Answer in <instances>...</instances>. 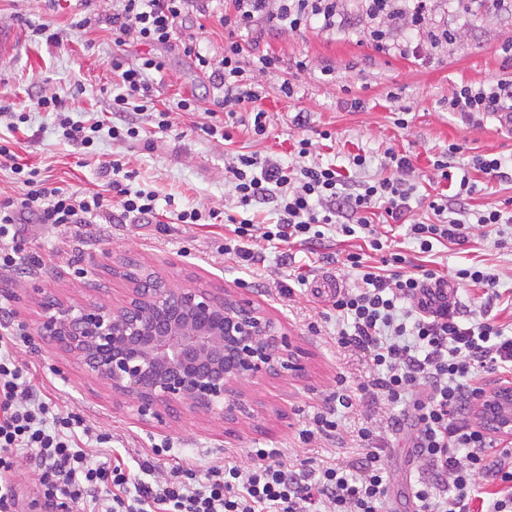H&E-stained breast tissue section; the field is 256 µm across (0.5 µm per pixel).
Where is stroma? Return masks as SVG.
Here are the masks:
<instances>
[{
	"instance_id": "stroma-1",
	"label": "stroma",
	"mask_w": 512,
	"mask_h": 512,
	"mask_svg": "<svg viewBox=\"0 0 512 512\" xmlns=\"http://www.w3.org/2000/svg\"><path fill=\"white\" fill-rule=\"evenodd\" d=\"M209 8L207 15L194 12L179 19L169 44L150 48L132 43L120 49L112 42L107 22L112 0H91L84 9L91 23L83 30L70 27L76 10L73 0H0V24L15 28L22 41L17 54L0 67V99L29 114L18 130L0 124V138L10 141L20 162L40 168L77 192L108 193L112 176L104 167L120 160L136 173L130 188L155 191L157 206L165 212L159 226L134 220L114 224L106 216L58 229L25 225L30 247L45 265L32 274L0 273V317L26 325L32 341L18 349L19 360L35 365L60 407L80 412L89 424L114 435L127 465H134L143 448L163 440L173 444L164 460L169 469L189 461L203 470L219 458L246 466L254 448L277 449L291 466L306 461L340 464L361 457L363 450L353 435L369 423L376 429L388 476L383 512H415L411 491L429 473L414 461L410 439L392 436L393 408L359 392V384L372 373L367 357L337 347L336 321L321 320V307L313 298L279 294L282 272L276 249L265 251L264 262L245 268L225 257L223 225L181 224L174 212L187 204L204 210L231 208L233 185L224 163L233 152L273 154L286 164L295 158V140L305 135L312 137L320 162L346 166L353 155L365 156V167L356 172L361 180L386 175L388 152L407 156L413 164L407 178L420 198L447 193L432 163L449 144L460 146L457 160L463 164L475 155H512V133L496 119L480 114L467 119L448 109L449 99L461 86L512 77V64L506 63L501 51L512 42V12L498 8L495 0H435L425 30L400 27L391 34L400 43L418 44L416 58L378 52L365 42L369 19L363 0H338L346 23L333 33L261 25L243 32L245 54H274L281 68L256 76L271 114L268 138L257 140L237 129L232 141L225 142L209 139L200 130L210 122L219 92L183 52V40L192 34L204 53L223 55L226 34L219 18L226 4L211 0ZM43 22L62 30L61 43L50 44L33 35V25ZM435 29L448 30V40L431 44L428 33ZM147 54L163 63L162 70L150 72L148 79L158 108H175L180 98L191 94L198 99L196 110L179 113L174 131L161 133L144 125L145 136L155 142L154 151L105 135L95 146L80 148L62 139L54 114L32 108L37 96L51 91L63 100L73 120L111 122L112 94L119 82L113 59L129 64ZM301 59L308 62L303 71L296 68ZM286 79L296 87L290 99L280 92ZM298 115L303 116V124L295 123ZM401 118L406 121L402 127L397 124ZM469 177L479 187L465 201L471 213L502 206L512 198L510 181L474 170ZM344 250V244L331 239L325 258L300 252L296 262L305 266L310 280L333 276L351 287L355 273L336 261ZM130 259L146 272L178 284L224 288L251 299L279 320L303 350L304 376L256 380L250 388L252 414L232 422L193 415L181 406L171 407L165 425L140 420L121 398L37 334L46 298L102 303L124 298L128 284L114 270ZM433 260L443 274L472 264L488 267L500 276L499 292L512 294L511 233L474 226L470 244L462 249L434 245ZM340 374L354 394L352 408L337 411L344 441L306 447L297 433L335 393ZM13 486L18 512H43L37 471L28 453L16 458Z\"/></svg>"
}]
</instances>
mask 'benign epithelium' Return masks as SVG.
I'll return each mask as SVG.
<instances>
[{
    "label": "benign epithelium",
    "mask_w": 512,
    "mask_h": 512,
    "mask_svg": "<svg viewBox=\"0 0 512 512\" xmlns=\"http://www.w3.org/2000/svg\"><path fill=\"white\" fill-rule=\"evenodd\" d=\"M38 332L143 421L163 422L174 404L193 414L246 413L244 388L255 379L302 372L299 348L251 301L161 277L130 288L113 306L55 299L45 306ZM476 408L489 428L512 430V387L480 395Z\"/></svg>",
    "instance_id": "7a95c632"
}]
</instances>
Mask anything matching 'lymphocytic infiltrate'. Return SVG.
<instances>
[{
  "label": "lymphocytic infiltrate",
  "mask_w": 512,
  "mask_h": 512,
  "mask_svg": "<svg viewBox=\"0 0 512 512\" xmlns=\"http://www.w3.org/2000/svg\"><path fill=\"white\" fill-rule=\"evenodd\" d=\"M365 2L371 25L364 37L382 52L390 43L381 19L398 22L406 17L412 26H422L428 0H413L406 14L391 9L390 0ZM232 4V13L219 18L227 33L221 58L203 54L194 41L185 42L183 51L223 89L217 105L227 119L239 118L248 134L264 139L271 115L263 106L254 74L278 69L279 61L264 54L253 70H246L239 32L260 22L291 31L314 24L333 31L343 26L344 19L337 0H232ZM193 10L204 12L202 0H114L108 19L112 41L118 47L130 41L167 44L177 20ZM162 67L157 57L149 55L122 70L120 91L112 98L114 119L107 129L112 141H132L153 150V140L143 136L137 121L141 115L158 131L173 129L175 111L157 108L146 80L148 71ZM34 106L60 115L65 139L84 149L93 146L98 125L63 117L57 94L43 93ZM448 109L462 115L512 112V80L462 86ZM226 121L203 125L202 131L209 138L231 141ZM459 151L458 144H449L433 168L440 181H458L452 198L460 202L477 186L468 178H455L452 160ZM389 165V175L369 182L352 179L332 163L305 162L295 167L271 155L238 153L226 170L244 218L214 210L205 213L194 206L180 210L176 218L184 224L223 219L224 252L246 266L260 262L270 248L278 250L281 266L291 265L293 247L317 253L332 231L353 240L343 263L357 271L360 283L337 287L327 313L339 323V347L370 354L373 375L360 384V391L398 408L390 422L392 431L413 432L415 456L431 473L430 480L414 492L419 512H474L477 501L485 503V512H512V446L472 417L484 391V375L512 377V333L495 319L475 320L467 309L447 306L430 312L428 291L441 277L424 257L437 244H469L471 227L463 219L449 217L452 198L441 193L427 202L432 221L408 222L414 188L404 174L412 164L406 156L393 153ZM109 167L116 175L111 182L116 203L110 207L100 193L71 192L41 170L25 169L7 142L0 141V169L10 170L23 186L18 196L0 201V272L39 267L41 259L21 230L25 224L55 229L88 224L107 208L116 219L131 216L157 223L155 193L134 191L120 182V161L110 162ZM268 204L278 214L276 223L249 219V211ZM379 209L392 221L406 224L419 246L420 259L398 250L385 252L383 234L373 222ZM378 251L383 257L375 265L371 255ZM30 341L24 325L0 322V512H14L11 477L21 450L33 455L50 512H310L317 501L327 512H381L388 482L375 435L367 427L357 431L363 456L344 465L293 470L276 450L255 448L247 468L216 460L201 474L187 464L164 473L159 463L172 447L163 442L144 450L138 462L141 475L132 477L122 455L110 446L111 434L92 428L79 412L59 407L48 397L45 383L18 360L19 346ZM352 405L344 377H337L334 401L299 429L300 442L310 446L335 440L341 430L336 412Z\"/></svg>",
  "instance_id": "lymphocytic-infiltrate-1"
}]
</instances>
